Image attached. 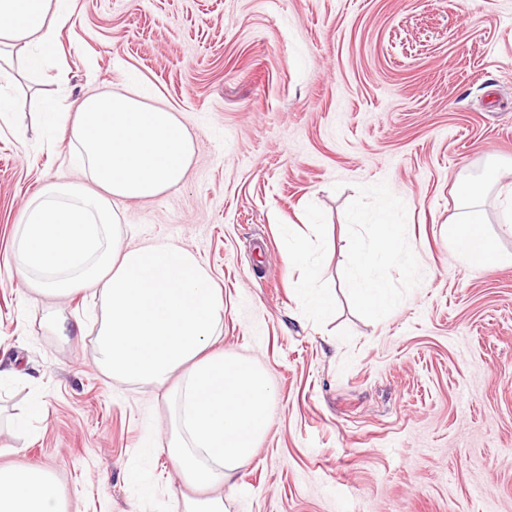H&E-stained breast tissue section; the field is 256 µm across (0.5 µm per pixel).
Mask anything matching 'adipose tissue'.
I'll use <instances>...</instances> for the list:
<instances>
[{
	"instance_id": "ef3b65f1",
	"label": "adipose tissue",
	"mask_w": 512,
	"mask_h": 512,
	"mask_svg": "<svg viewBox=\"0 0 512 512\" xmlns=\"http://www.w3.org/2000/svg\"><path fill=\"white\" fill-rule=\"evenodd\" d=\"M69 0H0V76L22 69L36 76L57 54L70 21ZM47 124L67 123L77 165L88 183L54 182L24 210L14 268L33 291L57 297L91 291L99 305L97 354L101 369L119 382L165 386L184 369L179 420L169 449L189 485L228 482L251 457L269 428L270 380L251 363L204 355L218 336L224 302L205 266L166 241L118 245L119 200L153 199L180 184L191 164V137L175 113L119 93L85 96L74 111L44 105ZM468 212L449 234L459 256L493 265L496 240L472 207L473 183L457 187ZM371 228L370 244L354 243L351 293L357 305L383 319L396 299L382 274L393 255L398 225L384 216L356 215ZM288 262L302 266L303 300L324 315L332 298L317 288L318 261L300 250ZM0 512H66L56 481L35 468H0Z\"/></svg>"
}]
</instances>
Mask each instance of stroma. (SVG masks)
I'll return each instance as SVG.
<instances>
[{
  "instance_id": "35a3bbf8",
  "label": "stroma",
  "mask_w": 512,
  "mask_h": 512,
  "mask_svg": "<svg viewBox=\"0 0 512 512\" xmlns=\"http://www.w3.org/2000/svg\"><path fill=\"white\" fill-rule=\"evenodd\" d=\"M36 82L0 92V467L54 475L68 512H183L167 444L171 387L96 363L89 291L51 298L13 273L25 200L81 182L39 103L144 93L193 142L179 185L123 200L121 247L193 252L224 300L214 351L270 379V427L221 487L229 512H512V0H71ZM484 185L485 230L506 262H461L448 237L458 183ZM395 196L386 208L384 191ZM388 209L406 273L383 320L352 301L355 213ZM335 298L303 304L293 247ZM66 319L58 335L49 315ZM41 414L16 420L33 400Z\"/></svg>"
}]
</instances>
